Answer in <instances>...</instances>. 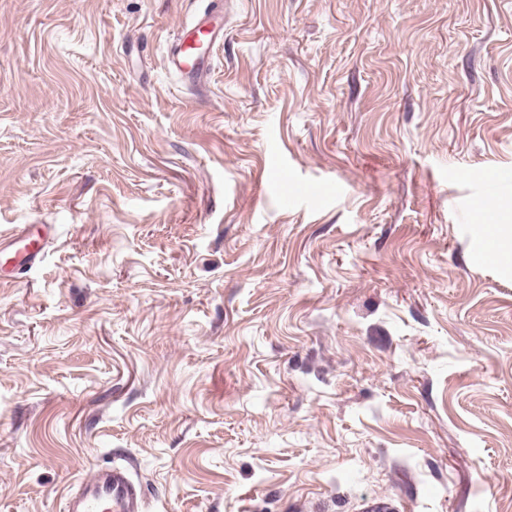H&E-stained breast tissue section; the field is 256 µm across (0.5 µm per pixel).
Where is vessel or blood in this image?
Returning a JSON list of instances; mask_svg holds the SVG:
<instances>
[{
	"label": "vessel or blood",
	"instance_id": "vessel-or-blood-1",
	"mask_svg": "<svg viewBox=\"0 0 512 512\" xmlns=\"http://www.w3.org/2000/svg\"><path fill=\"white\" fill-rule=\"evenodd\" d=\"M217 43L224 37V22L212 9L199 12L194 20L181 29L167 52L166 66L191 84L205 85L209 67L195 54L189 38ZM12 249L17 264L31 266L42 258L43 243L27 233L14 232L0 235V244ZM144 492L136 485L126 467L100 466L93 474L79 481L66 496L64 512H142Z\"/></svg>",
	"mask_w": 512,
	"mask_h": 512
}]
</instances>
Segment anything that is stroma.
Here are the masks:
<instances>
[{
  "mask_svg": "<svg viewBox=\"0 0 512 512\" xmlns=\"http://www.w3.org/2000/svg\"><path fill=\"white\" fill-rule=\"evenodd\" d=\"M0 0V512H512V0ZM195 36L194 43L201 39L215 44L224 39V22L211 7L199 12L194 20L181 29L176 40L167 52L166 66L195 86L205 85L209 77L210 67L205 60L200 61L195 54L197 46L188 45L190 37ZM485 224L482 225V230L485 238L492 242L496 243L500 249L501 253L505 258L512 260V225L511 224H499V223H488L487 220L484 221ZM8 240V246L3 251L12 249L17 264L20 266H30L39 262L42 258L44 239H32L26 232L13 231L9 236L0 235V245ZM144 494L126 467L97 466L68 492L64 512H142Z\"/></svg>",
  "mask_w": 512,
  "mask_h": 512,
  "instance_id": "35a3bbf8",
  "label": "stroma"
}]
</instances>
